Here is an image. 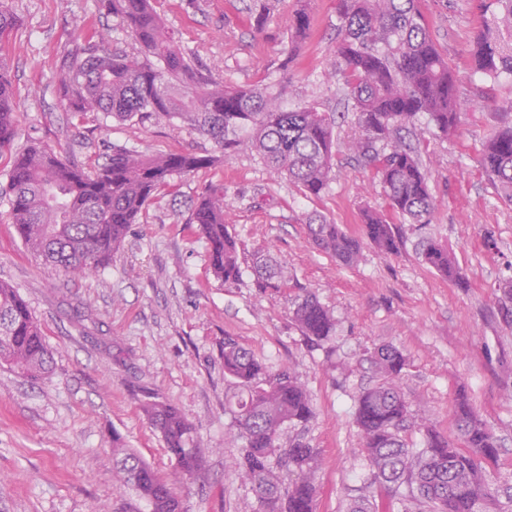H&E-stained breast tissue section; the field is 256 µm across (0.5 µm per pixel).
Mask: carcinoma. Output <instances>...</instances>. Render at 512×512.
I'll use <instances>...</instances> for the list:
<instances>
[{
    "label": "carcinoma",
    "instance_id": "1",
    "mask_svg": "<svg viewBox=\"0 0 512 512\" xmlns=\"http://www.w3.org/2000/svg\"><path fill=\"white\" fill-rule=\"evenodd\" d=\"M481 18L468 50L471 70L492 82L512 75V0H473ZM145 50L142 61L109 54L97 45L67 52L61 60L62 101L74 114L99 112L105 119H179L195 127L214 150L143 154L112 149L105 162L84 168L38 143L17 150L4 195L15 230L34 255L65 274H93L138 223L145 206L173 176L216 166L240 152L256 154L266 169L283 175L304 194L318 197L336 177L335 118L309 104L288 107L285 85L269 77L251 87L228 86L164 35L151 0H101ZM335 45L339 72L353 101L349 150L378 180L388 211L363 212L364 235L377 251L399 249L393 218L430 223L436 200L416 148L407 141L422 115L442 136L460 124L456 71L431 37L421 0H336ZM18 19L0 0V40ZM312 26L306 9L292 19L285 58L299 56ZM16 137L7 63L0 57V150ZM486 175L512 202V123L498 126L481 154ZM189 223L208 245L214 276L226 284L241 276L238 245L227 229L224 189L207 185ZM309 240L344 266L362 256L360 240L323 217L309 219ZM422 261L439 275L457 280L461 267L445 241L423 236ZM259 288H279L291 280L288 268L269 250L254 254ZM302 335L316 345L335 333L333 315L307 292L293 310ZM224 375L236 389L228 403L230 429L240 448L238 469L258 499L259 512H315L313 475L317 453L288 429L314 417L306 387L287 369L273 370L231 337L224 338ZM373 363L382 382L365 388L354 404L373 482L392 492L405 487L404 500L427 512H489L495 490L485 464L497 459L500 441L466 397L457 399L453 417L466 449L433 428L424 429L422 447L406 445L401 432L410 413L397 385L406 355L393 345L376 348ZM53 353L36 318L17 289L0 281V365L31 378L50 372ZM140 409L159 432L173 462L171 477L151 468L122 438L112 435L116 496L113 512H185L176 485L199 469L200 449L193 426L170 401L147 393ZM296 478L285 484L276 471ZM346 512H377L369 496L349 499Z\"/></svg>",
    "mask_w": 512,
    "mask_h": 512
}]
</instances>
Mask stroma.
I'll use <instances>...</instances> for the list:
<instances>
[{"instance_id":"stroma-1","label":"stroma","mask_w":512,"mask_h":512,"mask_svg":"<svg viewBox=\"0 0 512 512\" xmlns=\"http://www.w3.org/2000/svg\"><path fill=\"white\" fill-rule=\"evenodd\" d=\"M298 0H272L258 26L252 0H152L168 37L216 78L252 86L286 80L289 105L346 111L337 68L335 0H311L312 31L298 57L283 63ZM19 26L0 42L16 112L15 147L38 142L76 164L103 162L110 147L146 154L208 148L174 119L118 122L81 116L61 104L60 60L95 44L143 58L120 20L99 0H9ZM438 48L455 65L462 99L457 131L441 136L419 120L420 158L436 200L425 230L402 225L397 253L364 246L344 267L313 247L305 224L321 215L363 238L364 207L385 209L372 172L354 160L349 125L336 139L339 166L329 190L304 195L244 152L218 167L174 177L132 225L111 264L72 276L45 265L17 236L0 201V280L12 284L41 325L54 355L52 373L29 379L0 368V512H112V436L120 434L160 474L172 469L159 435L140 410L144 392L174 403L195 429L201 466L181 486L186 512H257L248 484L234 474L239 450L227 443L233 388L224 375L225 337L272 368L288 367L307 386L314 417L301 437L317 452L316 512H345L357 489L379 512H404L397 497L369 481L353 423L355 397L376 382L370 355L392 345L409 358L400 382L417 448L420 420L457 440L453 405L466 393L500 440L486 469L496 512H512V203L479 165L493 129L512 120V77L494 86L471 72L466 52L480 17L471 0H426ZM224 188L228 230L239 245L243 277L227 285L210 272L191 209L206 185ZM447 241L463 270L452 282L415 250L421 234ZM267 249L293 271L287 286L256 288L255 251ZM314 293L336 320L323 346L310 348L292 318Z\"/></svg>"}]
</instances>
